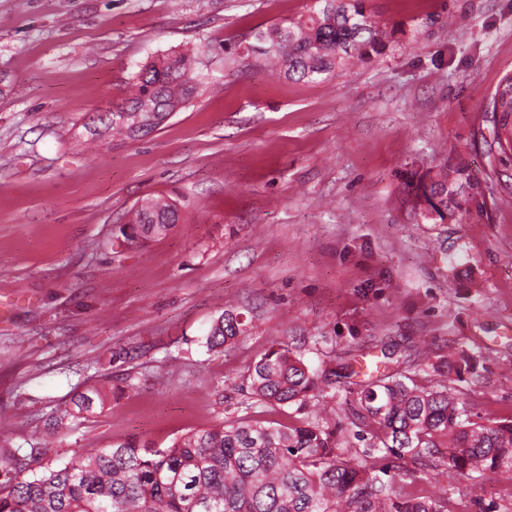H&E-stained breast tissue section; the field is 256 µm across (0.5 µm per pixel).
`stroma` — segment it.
I'll return each mask as SVG.
<instances>
[{
	"label": "stroma",
	"mask_w": 512,
	"mask_h": 512,
	"mask_svg": "<svg viewBox=\"0 0 512 512\" xmlns=\"http://www.w3.org/2000/svg\"><path fill=\"white\" fill-rule=\"evenodd\" d=\"M312 0H0V482L30 459L174 438L246 415L242 385L273 344L315 372L314 404L342 448L382 367L417 372L465 350L480 380L453 381L475 420H512V199L491 164L487 105L512 74V0H368L383 53L317 82L242 58L261 29ZM190 50L208 87L150 137L91 138L87 114L127 95L140 64ZM463 157L480 191L445 221L411 190ZM180 221L145 246L112 239L141 199ZM243 335L208 350L224 310ZM358 375H335L350 357ZM421 382L426 373L417 372ZM125 387L51 428L79 394ZM406 493L455 489L466 512H512V476L449 486L401 462Z\"/></svg>",
	"instance_id": "obj_1"
}]
</instances>
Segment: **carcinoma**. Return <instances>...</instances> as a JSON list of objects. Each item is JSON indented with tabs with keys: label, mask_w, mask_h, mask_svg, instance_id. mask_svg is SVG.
Segmentation results:
<instances>
[{
	"label": "carcinoma",
	"mask_w": 512,
	"mask_h": 512,
	"mask_svg": "<svg viewBox=\"0 0 512 512\" xmlns=\"http://www.w3.org/2000/svg\"><path fill=\"white\" fill-rule=\"evenodd\" d=\"M387 30L366 0H315L304 18L257 32L247 54L279 65L289 79L314 82L355 60L379 55ZM135 92L84 124L93 137L121 141L149 137L199 92L196 58L172 52L146 60L131 75ZM487 111L494 117L495 165L512 169V76L502 79ZM478 190L468 164L446 161L412 189L424 218L445 221ZM178 205L160 196L141 201L120 228L121 244L142 247L178 223ZM246 330L241 314L224 311L206 337L222 348ZM480 360L464 351L428 364L441 378L477 373ZM250 395L274 409L302 410L314 397L316 376L286 345L263 353L250 373ZM103 401L84 393L73 408L51 416L59 426L93 413ZM357 427L369 434L364 448L336 447V430L319 417L295 425L239 418L191 431L165 448L125 439L90 448L70 461L25 475L13 467L0 512H454L449 494L411 495L398 489L396 467L375 462L383 452L410 457L422 467L442 466L454 481L512 474V420L470 419L465 401L448 385H422L400 372L382 375L359 393Z\"/></svg>",
	"instance_id": "1"
}]
</instances>
